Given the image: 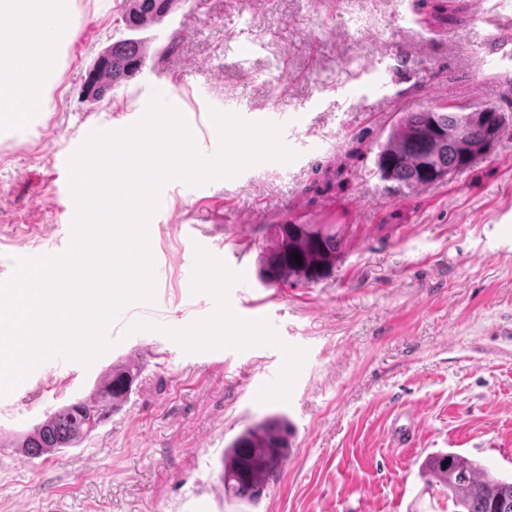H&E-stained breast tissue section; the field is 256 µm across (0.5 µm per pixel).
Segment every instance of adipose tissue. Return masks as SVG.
I'll return each mask as SVG.
<instances>
[{
    "label": "adipose tissue",
    "instance_id": "1",
    "mask_svg": "<svg viewBox=\"0 0 512 512\" xmlns=\"http://www.w3.org/2000/svg\"><path fill=\"white\" fill-rule=\"evenodd\" d=\"M0 17L10 20L0 26V122L23 127L57 71L61 40L71 26L70 0H0ZM19 98L28 109L14 108Z\"/></svg>",
    "mask_w": 512,
    "mask_h": 512
}]
</instances>
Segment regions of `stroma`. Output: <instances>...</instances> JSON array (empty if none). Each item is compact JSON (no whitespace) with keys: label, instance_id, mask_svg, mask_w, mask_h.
Wrapping results in <instances>:
<instances>
[{"label":"stroma","instance_id":"1","mask_svg":"<svg viewBox=\"0 0 512 512\" xmlns=\"http://www.w3.org/2000/svg\"><path fill=\"white\" fill-rule=\"evenodd\" d=\"M70 33L41 112L0 126V264L65 248L62 165L92 130L135 112L158 75L185 107L295 113L297 161L213 184L199 208L169 182L150 226L156 291L128 304L150 322L91 365L39 364L0 398V512H453L423 460L453 451L512 476V0H201L144 30L157 55L102 101L83 95L97 55L127 35L129 0H71ZM483 103L508 113L492 151L445 180H381L377 145L401 113ZM332 224L335 266L319 281L263 285L278 224ZM209 241L288 344L308 354L289 401L254 387L281 369L272 346L184 353L167 328L209 315L184 263ZM138 360L129 402L77 447L31 458L22 433L87 397L113 363ZM418 414L414 447H392ZM287 416L292 452L256 502L225 496L220 460L243 429ZM401 418L405 423L400 424ZM401 418L397 420L392 431V446L395 448L412 446L419 432L417 417L414 413L405 411Z\"/></svg>","mask_w":512,"mask_h":512}]
</instances>
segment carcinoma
Returning <instances> with one entry per match:
<instances>
[{"label":"carcinoma","instance_id":"obj_1","mask_svg":"<svg viewBox=\"0 0 512 512\" xmlns=\"http://www.w3.org/2000/svg\"><path fill=\"white\" fill-rule=\"evenodd\" d=\"M173 0H130L126 29L137 32L169 15ZM142 41L123 38L98 55L89 71L84 95L104 98L115 84L135 76L142 67ZM465 145L469 160L484 155L493 141L485 125L466 111L431 109L406 112L378 144L375 167L380 178L405 185H427L461 172L459 157ZM299 253L301 263L293 254ZM339 239L330 224H279L274 243L259 258V279L286 284L316 281L336 264ZM140 365L120 361L95 384L91 394L72 401L22 434L17 448L31 457L53 455L78 446L94 429L129 401ZM292 427L288 418L273 415L247 427L224 448L221 480L224 492L257 501L268 480L288 461ZM420 473L429 486L448 489L455 512H512V478L489 476L480 463L457 452L427 457Z\"/></svg>","mask_w":512,"mask_h":512}]
</instances>
